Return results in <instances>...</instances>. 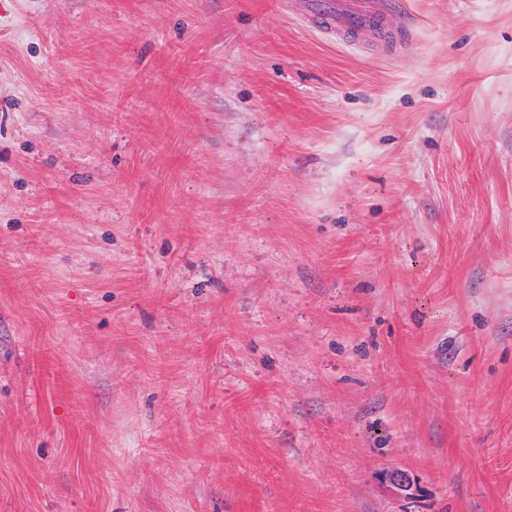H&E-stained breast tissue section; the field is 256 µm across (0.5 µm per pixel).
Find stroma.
Wrapping results in <instances>:
<instances>
[{
  "mask_svg": "<svg viewBox=\"0 0 512 512\" xmlns=\"http://www.w3.org/2000/svg\"><path fill=\"white\" fill-rule=\"evenodd\" d=\"M392 2L0 0V512H512V0ZM342 1L328 3L321 12L315 15L317 21L326 28L341 29L345 32L354 34L363 30L373 15H376L371 8V2L354 0H336ZM377 16V15H376Z\"/></svg>",
  "mask_w": 512,
  "mask_h": 512,
  "instance_id": "obj_1",
  "label": "stroma"
}]
</instances>
